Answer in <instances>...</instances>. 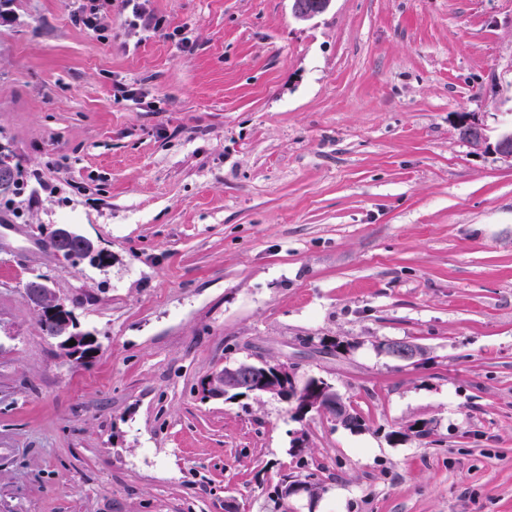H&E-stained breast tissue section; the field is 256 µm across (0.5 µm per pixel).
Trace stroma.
Here are the masks:
<instances>
[{
	"instance_id": "1",
	"label": "stroma",
	"mask_w": 512,
	"mask_h": 512,
	"mask_svg": "<svg viewBox=\"0 0 512 512\" xmlns=\"http://www.w3.org/2000/svg\"><path fill=\"white\" fill-rule=\"evenodd\" d=\"M140 2L162 28L0 15V512H512V161L456 133L512 125V0ZM37 275L94 358L43 334ZM239 360L360 425L204 394ZM294 17L300 21H307L325 13L333 0H291ZM78 234L70 225H57L50 235L49 245L58 255L70 258L72 246ZM383 347L391 358L399 362L414 363L424 355L419 345L404 340H388Z\"/></svg>"
}]
</instances>
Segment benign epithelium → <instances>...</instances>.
<instances>
[{"instance_id": "obj_1", "label": "benign epithelium", "mask_w": 512, "mask_h": 512, "mask_svg": "<svg viewBox=\"0 0 512 512\" xmlns=\"http://www.w3.org/2000/svg\"><path fill=\"white\" fill-rule=\"evenodd\" d=\"M291 2L294 17L307 21L325 13L333 0ZM458 134L470 146L476 149L490 147L496 154L512 161V130L503 132L492 147L489 146L485 128L475 120L461 121ZM77 235L78 232L71 226L58 225L50 235L49 245L58 255L68 258ZM25 296L29 304L42 313L44 322L53 326L52 339L69 351L76 361H86L83 349L88 339L76 331L77 322L73 312L55 295L47 280L39 277L30 281ZM71 340L75 341V345L69 344ZM384 350L394 360L405 363H414L424 355L419 345L404 340H389L384 344ZM208 388L210 395L224 398L236 392L246 395L269 394L291 404L298 415L316 411L329 414L345 427L360 425V418L343 403L330 383L317 377L299 382L296 373L284 365L235 361L224 366V370L209 381Z\"/></svg>"}]
</instances>
